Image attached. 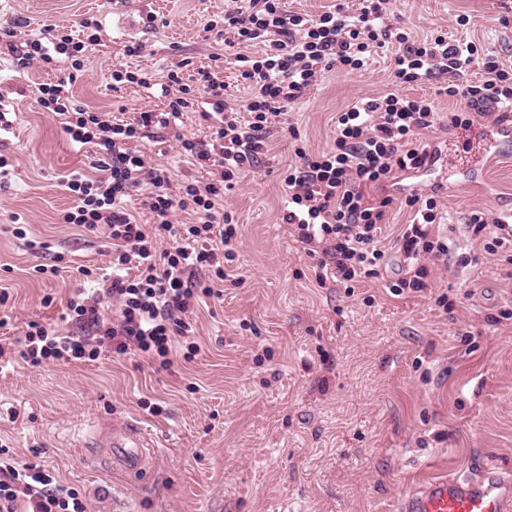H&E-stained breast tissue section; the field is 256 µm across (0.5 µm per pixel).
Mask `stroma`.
Returning a JSON list of instances; mask_svg holds the SVG:
<instances>
[{"instance_id":"obj_1","label":"stroma","mask_w":512,"mask_h":512,"mask_svg":"<svg viewBox=\"0 0 512 512\" xmlns=\"http://www.w3.org/2000/svg\"><path fill=\"white\" fill-rule=\"evenodd\" d=\"M224 7L225 0H0V24L19 21L18 36L31 38L50 26L99 21L100 43L73 94L130 112L162 102L135 84L112 89V66L128 42L144 44L134 64L157 77L184 58L207 64L218 46L203 28ZM463 14L469 24L456 25ZM400 16L413 38L438 29L512 55V0H400ZM392 55L380 49L353 74L325 73L290 106L307 152L332 145L336 116L353 97L390 90ZM52 77L40 67L16 72L0 53V99L16 112L0 134V151L14 162L0 189V225L19 213L48 245L35 253L0 235V283L11 290L5 314L16 336L32 320L60 324L63 300L81 284L78 267L104 269L110 260L104 235L85 238L61 221L72 199L60 178L90 155L36 102L39 84ZM412 93L433 100L438 122L422 137L444 155L416 193L435 196L439 231L460 239L467 266H436L430 288L391 294L400 268L394 239L411 218L400 196L383 232L380 277L350 290L317 285L312 259L281 222L280 173L296 156L291 140L275 137L271 161L231 193L242 241L235 280L198 310L195 359L174 357L166 369L133 355L0 369V443L15 461L51 470L90 512H399L401 498L433 476L512 479V254L463 239L472 209L512 211V140L493 166L450 170L446 157L461 134L448 117L464 103L431 84ZM61 253L71 265L57 278L29 277ZM443 294L445 307L436 302ZM47 295L55 298L48 307ZM147 401L161 414L145 410ZM121 421L149 433L156 453L148 475H128L102 449L82 447L89 425Z\"/></svg>"}]
</instances>
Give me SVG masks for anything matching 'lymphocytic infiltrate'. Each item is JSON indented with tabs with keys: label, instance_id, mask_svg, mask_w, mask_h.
Masks as SVG:
<instances>
[{
	"label": "lymphocytic infiltrate",
	"instance_id": "1",
	"mask_svg": "<svg viewBox=\"0 0 512 512\" xmlns=\"http://www.w3.org/2000/svg\"><path fill=\"white\" fill-rule=\"evenodd\" d=\"M205 30L233 50L238 76L250 90L246 103L230 102L219 53L189 78L183 75L184 62L174 63L160 83L118 63L111 72L113 88L128 83L159 88L165 106L117 119L73 95L72 73L84 69L85 48L99 44L97 34L77 40L47 28L19 46L13 30L5 29L17 71L37 65L57 72L64 65L72 68L71 75L41 84L37 98L71 146H88L95 154L92 170L63 176L73 204L61 220L87 235L105 233L112 248L110 272L80 270L84 277H99L100 285L76 289L67 300L75 331L63 334L52 324L29 322L23 338L0 337V367L17 357L38 368L134 353L165 369L176 349L184 361H193L200 351L195 309L215 296L240 247L228 192L266 160L273 134L298 138L288 120L291 104L306 97L326 72L364 68L373 49L397 45L391 60L395 91L355 97L336 119L333 147L297 150V162L283 175L288 204L281 221L308 255L317 256L318 284L345 285L381 273L380 242L395 202L383 188L395 174L427 165L429 145L420 134L438 119L430 99L405 95L404 87L435 81L442 94L463 98L464 109L448 119L454 128H469L480 116L496 125L512 120V59L444 35L412 40L394 0H359L354 7L341 0L315 19L287 10L284 0H247L243 7L225 6L222 20L210 21ZM475 69L476 80L470 77ZM189 110L198 111L205 123L202 138L188 139L177 130ZM144 140L175 148L205 170L206 179L173 185L169 169L137 150ZM143 186L148 192L141 204L154 218L150 224L138 223L128 206L132 192ZM405 204L415 215L396 238L406 265L389 283L396 295L429 288L434 266L452 264L460 247L436 232L434 198L411 194ZM188 209L196 222L175 223L176 213ZM464 231L489 251L512 248L508 216L491 219L483 210H471ZM0 512H88V506L50 471L14 466L2 447Z\"/></svg>",
	"mask_w": 512,
	"mask_h": 512
}]
</instances>
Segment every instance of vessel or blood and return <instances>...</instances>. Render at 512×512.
<instances>
[{
	"mask_svg": "<svg viewBox=\"0 0 512 512\" xmlns=\"http://www.w3.org/2000/svg\"><path fill=\"white\" fill-rule=\"evenodd\" d=\"M510 139V123L486 128L477 142L460 148L458 158L469 166L491 163L499 157L500 143ZM93 445L107 449L113 463L127 470L144 472L150 468L151 441L136 422L127 421L96 431ZM400 512H512V484L493 475L468 480L433 477L403 499Z\"/></svg>",
	"mask_w": 512,
	"mask_h": 512,
	"instance_id": "1",
	"label": "vessel or blood"
}]
</instances>
